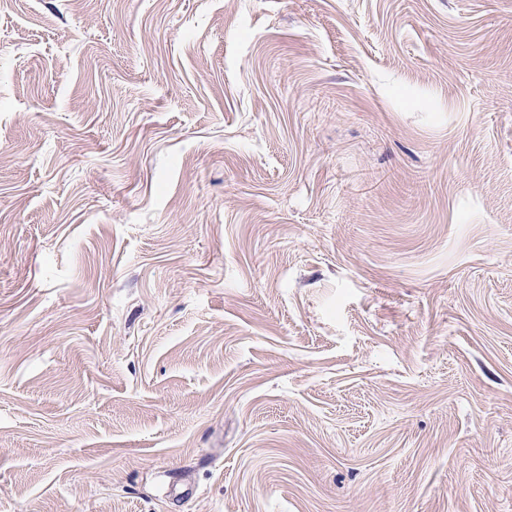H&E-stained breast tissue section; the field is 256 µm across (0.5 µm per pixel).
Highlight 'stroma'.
Instances as JSON below:
<instances>
[{
    "label": "stroma",
    "instance_id": "obj_1",
    "mask_svg": "<svg viewBox=\"0 0 512 512\" xmlns=\"http://www.w3.org/2000/svg\"><path fill=\"white\" fill-rule=\"evenodd\" d=\"M0 512H512V0H8Z\"/></svg>",
    "mask_w": 512,
    "mask_h": 512
}]
</instances>
